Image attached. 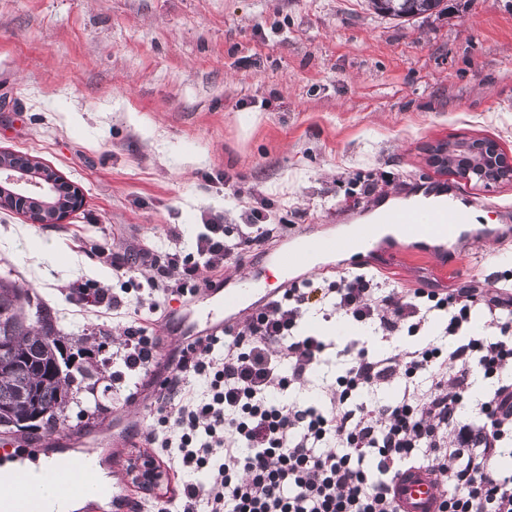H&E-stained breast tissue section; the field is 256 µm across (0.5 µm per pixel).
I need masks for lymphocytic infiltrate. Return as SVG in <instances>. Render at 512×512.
<instances>
[{
    "instance_id": "1",
    "label": "lymphocytic infiltrate",
    "mask_w": 512,
    "mask_h": 512,
    "mask_svg": "<svg viewBox=\"0 0 512 512\" xmlns=\"http://www.w3.org/2000/svg\"><path fill=\"white\" fill-rule=\"evenodd\" d=\"M267 204L249 208L229 230L208 218L190 253H119L102 247L126 288L142 273L147 295L129 298L88 282L94 305L124 311L122 361L129 371L156 365L160 341L142 311L194 298L202 275L220 276L278 232ZM368 325L382 338L416 336L441 316L447 344L407 345L381 356L363 342L344 348L347 368L322 405L284 401L325 361L330 344L300 331L310 306ZM493 386L467 400L473 369ZM161 377L135 481L152 512H396L389 485L397 468L424 465L442 483L441 512H512V289L386 288L378 274L305 278L256 308L223 335L199 336L171 351ZM427 374L426 390L393 401L354 394ZM206 472V482L189 473ZM185 474L168 492L171 474Z\"/></svg>"
}]
</instances>
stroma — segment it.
I'll return each instance as SVG.
<instances>
[{
    "mask_svg": "<svg viewBox=\"0 0 512 512\" xmlns=\"http://www.w3.org/2000/svg\"><path fill=\"white\" fill-rule=\"evenodd\" d=\"M444 5L403 22L364 0H0V152L38 157L84 200L60 224L0 209V275L25 279L63 333L102 330L89 348L112 378L102 410L83 391L69 407L67 453L142 437L154 400L151 375L122 374L124 316L71 292L120 288L98 244L161 251L174 225L188 252L204 213L236 224L251 191L266 196L282 233L226 270L222 294L155 314L169 350L206 335L209 313L244 320L259 295L224 297L276 249L367 223L386 200L444 188L475 223L512 225V183L460 182L428 153L466 135L512 155V0ZM362 255L392 287L512 284V235Z\"/></svg>",
    "mask_w": 512,
    "mask_h": 512,
    "instance_id": "1",
    "label": "stroma"
}]
</instances>
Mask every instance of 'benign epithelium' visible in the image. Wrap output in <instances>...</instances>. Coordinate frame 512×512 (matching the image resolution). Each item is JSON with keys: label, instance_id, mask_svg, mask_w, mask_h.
<instances>
[{"label": "benign epithelium", "instance_id": "obj_1", "mask_svg": "<svg viewBox=\"0 0 512 512\" xmlns=\"http://www.w3.org/2000/svg\"><path fill=\"white\" fill-rule=\"evenodd\" d=\"M433 155L434 164L446 171L454 168V176L476 186L490 188L512 182V157L498 145L483 138H456L442 143ZM36 191L42 195L59 190L69 194L68 202L60 207L48 204L27 213L33 224H59L82 205L81 193L52 173L31 175L18 168L0 166V204L9 205L22 197V193Z\"/></svg>", "mask_w": 512, "mask_h": 512}]
</instances>
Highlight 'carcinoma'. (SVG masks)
Listing matches in <instances>:
<instances>
[{"instance_id":"1","label":"carcinoma","mask_w":512,"mask_h":512,"mask_svg":"<svg viewBox=\"0 0 512 512\" xmlns=\"http://www.w3.org/2000/svg\"><path fill=\"white\" fill-rule=\"evenodd\" d=\"M368 9L393 19L431 14L443 0H366ZM0 423L17 434L52 431L66 419L78 390H94L97 368L70 369L55 313L41 297L0 276Z\"/></svg>"}]
</instances>
